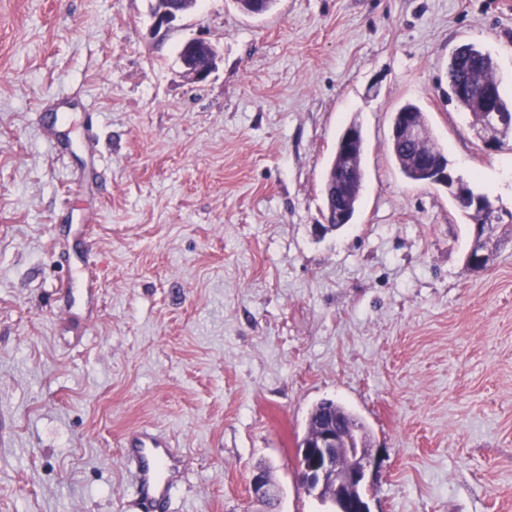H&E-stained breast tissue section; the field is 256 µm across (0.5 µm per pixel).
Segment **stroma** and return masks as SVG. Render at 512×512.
<instances>
[{"label":"stroma","mask_w":512,"mask_h":512,"mask_svg":"<svg viewBox=\"0 0 512 512\" xmlns=\"http://www.w3.org/2000/svg\"><path fill=\"white\" fill-rule=\"evenodd\" d=\"M152 5L0 0V512H133L141 428L182 456L170 512H267L260 467L278 512H332L295 455L325 400L368 428L371 512H512V132L485 151L447 74L482 47L512 98V0H199L161 28ZM407 101L493 203L485 269L474 218L392 159ZM353 123L362 193L328 230ZM89 244L94 301L57 287ZM200 54L207 56V65L202 66L199 63ZM180 59L190 79L196 83H202L209 78L216 67L217 50L211 42L203 38H193L182 47ZM356 132L355 129H349L347 128L344 134V139L342 143L338 145L339 148H341V151L337 150V147L334 151L333 157L330 161L328 170L326 172L325 176V182H324V191L328 188L329 190V202L332 207H335L336 205H340L344 209H346L350 214V219L354 217L356 208L358 205V201L360 198V192L362 187V157L364 153V137L362 135H359L356 143L352 147L353 155H352V166L353 170L356 173V177L346 184L341 191L339 195H336L335 198V192L334 184H335V177L339 170L343 169L345 167V163L342 161V154L341 152L348 154L351 152V145L352 142L355 140ZM326 223L322 224V226H328L332 227V224H347V218L344 212L340 209L335 210L333 208H329L326 212ZM249 488L251 494L260 501L274 502L278 500L279 491L265 471L258 470L252 475Z\"/></svg>","instance_id":"obj_1"}]
</instances>
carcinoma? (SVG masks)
I'll list each match as a JSON object with an SVG mask.
<instances>
[{
	"label": "carcinoma",
	"instance_id": "cac0c4a2",
	"mask_svg": "<svg viewBox=\"0 0 512 512\" xmlns=\"http://www.w3.org/2000/svg\"><path fill=\"white\" fill-rule=\"evenodd\" d=\"M240 9L248 15L261 16L275 5L276 0H236ZM469 52L461 55H451L448 61V82L453 96L464 112L475 114L484 111V102L477 92V88L487 82L496 80L494 75V62L491 55L472 45ZM412 118L421 128L424 140L421 145L408 144L398 139H391L390 151L400 173L408 180L420 183L423 180L422 171L425 164L434 159L443 157L440 148L432 139L427 127L426 117L421 109L413 104L406 103L394 113L393 123L401 124L406 118ZM352 166L356 177L346 184L340 194H335V177L339 170L345 167L341 151H334L325 176L324 188L329 190V202L346 209L350 215H355L362 187V157L364 153V137H358L352 147ZM334 412L343 420L352 422L361 429V445L368 447L367 428L365 423L351 410L338 403L317 405L309 414L306 433L315 431L325 413Z\"/></svg>",
	"mask_w": 512,
	"mask_h": 512
}]
</instances>
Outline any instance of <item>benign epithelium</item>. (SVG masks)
Segmentation results:
<instances>
[{
  "instance_id": "benign-epithelium-1",
  "label": "benign epithelium",
  "mask_w": 512,
  "mask_h": 512,
  "mask_svg": "<svg viewBox=\"0 0 512 512\" xmlns=\"http://www.w3.org/2000/svg\"><path fill=\"white\" fill-rule=\"evenodd\" d=\"M195 7V0H182L175 4L172 0H155L153 10L155 25L158 28L168 25L189 14ZM201 54L208 58L205 66L198 61V56ZM180 59L190 79L196 83H202L209 78L216 67L217 50L211 42L203 38H193L182 47ZM481 94L488 107L486 112L481 114L476 126V134L485 150L494 151L500 144V135L512 128V113L500 112L490 107L496 96L495 88H485L481 90ZM424 175L427 176V182L447 187L456 202L469 203L472 209H480L487 216H493L490 202L470 197L466 186L448 172L447 162L441 159L431 162L424 171ZM487 234L488 225H475L473 249L476 250L475 259L480 262L490 257L483 246L484 237ZM342 428L343 424L339 421L328 420L311 441L302 443L301 448L297 450L298 474L304 488L315 496L320 498L325 491H331L332 495L328 497V501L337 506V512H371L367 497L357 498L350 494L351 489L358 485L364 489L369 487L371 454H364L358 448L342 447ZM249 488L251 494L260 501L278 500L277 487L262 470L252 475Z\"/></svg>"
}]
</instances>
